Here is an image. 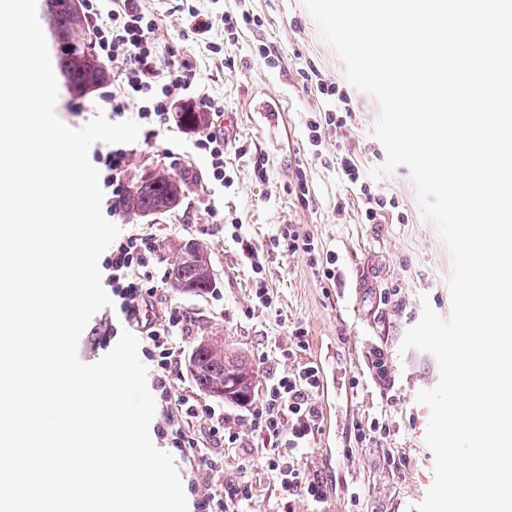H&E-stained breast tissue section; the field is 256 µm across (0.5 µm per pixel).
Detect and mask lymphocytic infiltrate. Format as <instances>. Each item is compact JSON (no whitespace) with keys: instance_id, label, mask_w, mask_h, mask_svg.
<instances>
[{"instance_id":"obj_1","label":"lymphocytic infiltrate","mask_w":512,"mask_h":512,"mask_svg":"<svg viewBox=\"0 0 512 512\" xmlns=\"http://www.w3.org/2000/svg\"><path fill=\"white\" fill-rule=\"evenodd\" d=\"M84 14L94 24L95 46L99 55L117 63L120 79L100 104L110 118L132 116L147 135L158 134L170 119L178 102L199 100L210 117H221L224 107L213 98L195 97V72L186 70L169 75L158 68L161 47L154 37L157 19L138 0H83ZM195 149L209 159V181L226 188L232 181L224 171V132L213 128L197 134ZM131 150L123 144H110L92 155L101 173L104 193L102 207L115 216L127 197L125 176ZM337 164L346 181L365 199L366 223H380L387 208L386 196L372 190L361 179L357 161L350 151H340ZM160 260L153 236L131 232L112 244L102 267L116 300L117 311L125 322L137 321L140 307L155 295L157 286L152 270ZM180 314L150 326L146 341L159 351L156 387L162 399L170 397V381L176 372L179 351L170 338L183 322ZM323 385L319 367L303 364L284 374H269L260 408L252 415V424L273 443L268 466L274 472L285 503L304 496L314 512H322L326 502V484L322 478L307 477L295 460L297 452L309 448L318 427L319 412L314 396Z\"/></svg>"}]
</instances>
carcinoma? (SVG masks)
Segmentation results:
<instances>
[{"label": "carcinoma", "mask_w": 512, "mask_h": 512, "mask_svg": "<svg viewBox=\"0 0 512 512\" xmlns=\"http://www.w3.org/2000/svg\"><path fill=\"white\" fill-rule=\"evenodd\" d=\"M44 14L55 43L61 48L60 65L70 91L79 94L95 90L108 78L107 68L85 45L90 33L88 22L74 0H44ZM182 193L181 178L161 173L140 182L130 193L132 209L144 214H162L173 210ZM178 257L168 268L170 287L180 294L209 292L212 278L204 274L210 265L198 243H183ZM191 363L194 378L205 392L221 396V389L236 388L242 396L251 398L249 379L252 365L224 345L201 342L193 350Z\"/></svg>", "instance_id": "cac0c4a2"}]
</instances>
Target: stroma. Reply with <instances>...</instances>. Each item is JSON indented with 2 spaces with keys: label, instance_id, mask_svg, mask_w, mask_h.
<instances>
[{
  "label": "stroma",
  "instance_id": "stroma-1",
  "mask_svg": "<svg viewBox=\"0 0 512 512\" xmlns=\"http://www.w3.org/2000/svg\"><path fill=\"white\" fill-rule=\"evenodd\" d=\"M142 5L158 19L162 70L196 72L201 91L218 99L225 114L237 121L235 142L224 155L233 184L222 191L212 190L208 159L194 150L184 126L173 121L154 138L138 137L128 186L165 171L182 177V200L165 214L140 215L123 208L113 219L118 227L134 224L156 237L162 258L156 277L165 275L167 260L188 239L206 247L215 275L213 288L202 295L161 285L140 319L148 327L175 312L186 315L174 338L181 357L171 395L214 409V418H227L238 440L228 444L212 437L214 418L193 421L189 431L199 448L222 463L221 472L208 476L163 438H155V446L171 452L188 502L245 483L253 491L251 512H281L278 487L265 462L270 443L253 430L251 406L205 395L193 380L189 360L203 339L243 352L256 366L259 397L267 370L314 363L331 391L315 399L322 420L300 465L306 475L324 479V512H408L434 481V456L425 443L431 412L416 395L439 383L440 369L432 354L404 351L400 345L419 321L423 303L449 317L453 265L437 224L420 210L408 168L371 175L385 161L384 148L373 135L381 112L378 101L346 80L342 60L303 0H142ZM224 15L237 19L234 32H225ZM206 18L213 26L204 32L197 22ZM263 47L278 57L277 68L261 61ZM317 72L346 95L352 118L340 135H328L316 148L309 143L308 124L331 107L313 78ZM111 89L107 83L76 96L60 88L55 112L66 125L81 127L83 112L94 111ZM271 96L279 100L287 124L284 134L266 136L252 122V107ZM344 148L354 154L370 186L395 202L381 223H365L363 200L337 167L336 156ZM299 170L306 175L304 193L295 180ZM213 209L239 223L240 231L212 223ZM292 233L309 236L314 253L273 247V239ZM330 254L336 257L331 279L323 274ZM255 261L264 268L267 305L254 295ZM297 324L306 330L308 346L292 355L289 333ZM124 328L113 308L95 313L79 339V359L87 364L100 360ZM378 346L388 358L389 388L372 368ZM377 423L386 434L359 442L358 434ZM391 457L397 466L388 465ZM355 495L360 498L356 504L351 501Z\"/></svg>",
  "mask_w": 512,
  "mask_h": 512
}]
</instances>
